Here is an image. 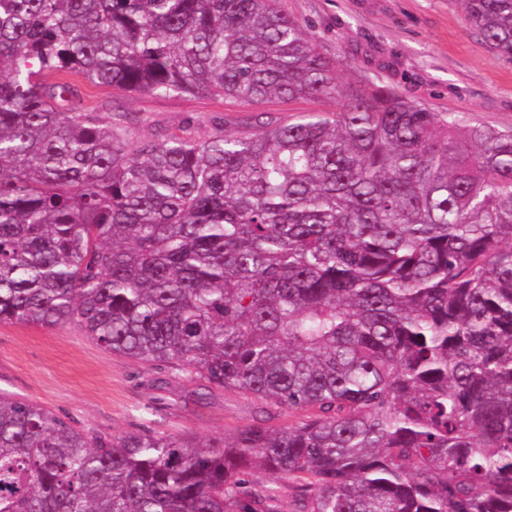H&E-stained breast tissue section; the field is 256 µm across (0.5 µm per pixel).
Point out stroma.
Here are the masks:
<instances>
[{"instance_id":"obj_1","label":"stroma","mask_w":512,"mask_h":512,"mask_svg":"<svg viewBox=\"0 0 512 512\" xmlns=\"http://www.w3.org/2000/svg\"><path fill=\"white\" fill-rule=\"evenodd\" d=\"M280 8L340 58L433 112L471 125L512 129V62L498 58L465 22L460 0H279ZM82 103L128 117L131 140L215 129L248 131L258 113L288 122L299 113L336 111L341 103L271 99L243 105L207 95L158 97L82 85ZM74 420L92 434L148 429L163 436L233 440L266 421L279 428L297 413L231 389L206 387L182 370L159 368L105 350L77 324L0 323V393Z\"/></svg>"}]
</instances>
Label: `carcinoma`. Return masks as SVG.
Segmentation results:
<instances>
[{
    "mask_svg": "<svg viewBox=\"0 0 512 512\" xmlns=\"http://www.w3.org/2000/svg\"><path fill=\"white\" fill-rule=\"evenodd\" d=\"M512 61V0H461ZM278 0H0V323L301 412L227 442L89 434L0 395V512H512V130L431 112ZM90 85L244 105L129 142ZM252 479L271 486L276 491L275 510L277 512H294L295 505V482L291 480L277 479L262 469H255L252 472Z\"/></svg>",
    "mask_w": 512,
    "mask_h": 512,
    "instance_id": "cac0c4a2",
    "label": "carcinoma"
}]
</instances>
